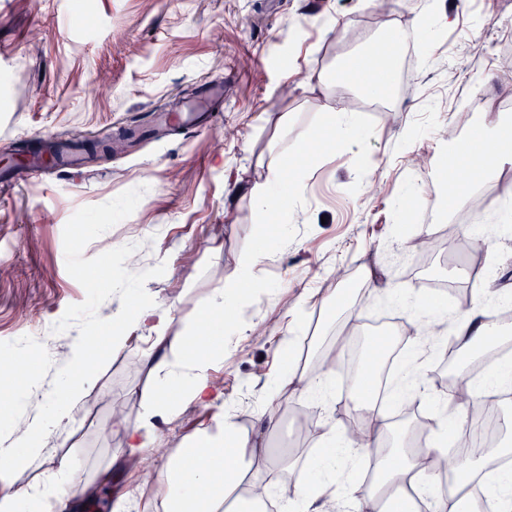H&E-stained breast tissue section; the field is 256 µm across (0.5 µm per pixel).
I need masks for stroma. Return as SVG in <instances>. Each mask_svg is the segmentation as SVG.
<instances>
[{
    "label": "stroma",
    "instance_id": "1",
    "mask_svg": "<svg viewBox=\"0 0 512 512\" xmlns=\"http://www.w3.org/2000/svg\"><path fill=\"white\" fill-rule=\"evenodd\" d=\"M377 7V0H0V166L13 164L19 148L39 151L47 138L89 152L84 172L26 168L0 183V361L39 358L17 386L31 403L0 423V444L14 425L47 411L72 337L108 324L139 294L174 304L169 335L195 325L238 257L265 247L260 216L237 187L278 162L285 125L316 127L325 101L343 106L359 97L338 79L340 67L398 29L408 37L386 113L358 112L361 147H326L304 173L302 218L282 227L268 249L259 266L265 287L212 375L252 424L266 382L282 366L289 321L334 336L344 314L322 300L338 289L367 294L356 317L370 320L388 308L379 292L387 284L402 292L428 277L459 288L485 278L512 284V223H498L512 211V196L472 224L456 222L435 197L450 139L470 134L456 105L480 113L512 105V82L503 76L512 0H388L382 18ZM332 15L344 18L340 33L325 31ZM87 26L95 39L85 37ZM311 72L328 84L302 86ZM207 79L224 85L222 124L148 135L151 113L192 104ZM410 187L432 225L453 228L467 250L421 260L412 245L419 224L398 208ZM141 252L156 265L139 287L130 275ZM471 365L460 354L444 364L434 350L423 383L449 395L474 379ZM329 370L330 409L308 425L298 412L304 396L281 400L278 429L303 459L316 458L353 423L342 361ZM149 381L141 348L109 355L77 407L87 424L49 423L47 442L75 468L74 485L106 467L125 482L111 462L128 449L110 418L119 409L136 424L138 394ZM217 412L191 405L176 421L159 422L164 447H183Z\"/></svg>",
    "mask_w": 512,
    "mask_h": 512
}]
</instances>
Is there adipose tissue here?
Wrapping results in <instances>:
<instances>
[{"instance_id": "ef3b65f1", "label": "adipose tissue", "mask_w": 512, "mask_h": 512, "mask_svg": "<svg viewBox=\"0 0 512 512\" xmlns=\"http://www.w3.org/2000/svg\"><path fill=\"white\" fill-rule=\"evenodd\" d=\"M404 40L403 31L397 30L373 45L375 77L365 75L360 58H351L343 70L348 83L369 97H385ZM322 125L319 132H294L293 143L316 142L324 133L339 143L353 138V116L332 103L323 106ZM473 134L478 142L493 143L495 151L488 155L466 142L451 150L443 177L454 188L453 205L457 208L482 187L499 183L504 169L512 165V115L483 113ZM317 160L311 152L283 151L280 164L269 167L248 189L260 214L291 223L298 215L294 201L300 192L289 186L282 170L290 165L306 171ZM263 258L259 251L239 257L234 274L225 277L223 288L211 297L202 325L180 336L167 335L174 320L172 308L144 301L119 315L101 335L74 339L59 370L60 386L49 407L55 420L82 402L85 385L98 367L91 357L93 349L117 352L141 342L144 331H152L151 344L142 354L151 386L139 395L140 420L132 427L121 420L116 426L130 449L121 462L122 470L135 474L137 485L148 487L163 512H267L269 494L264 477L279 470L281 461L269 451L266 430L257 424L243 426L233 405H225L213 427L199 431L186 446L172 452L160 470L147 468L142 456L143 451L162 442L157 418L176 419L184 406L209 404L217 394L211 370L223 360L225 337L236 335L244 308L254 289L262 285L259 265ZM454 336L462 351L483 354L512 343V326L505 328L500 320L491 319L483 299L478 298L460 313ZM383 352V346L373 345L358 360L350 413L361 420L360 439L346 435L330 442L312 463L305 485L291 488L279 484V496L289 512H467L475 501L467 490L473 482L489 489L494 512H512V470L498 472L484 462L455 473L454 489H439L433 466L448 454L449 433L461 432L463 425L449 419L446 412L435 411L432 427L420 443L415 440V428H393L368 382L371 367L379 363ZM297 389L320 405L325 401L328 380L318 369L285 363L264 389L268 420H276L280 397ZM47 453L42 422L14 430L11 444L0 448V458L7 461L0 468V512H66V490L72 484L68 464H60L42 486L18 482L20 475L39 466ZM341 469L351 477L338 493L332 485Z\"/></svg>"}]
</instances>
